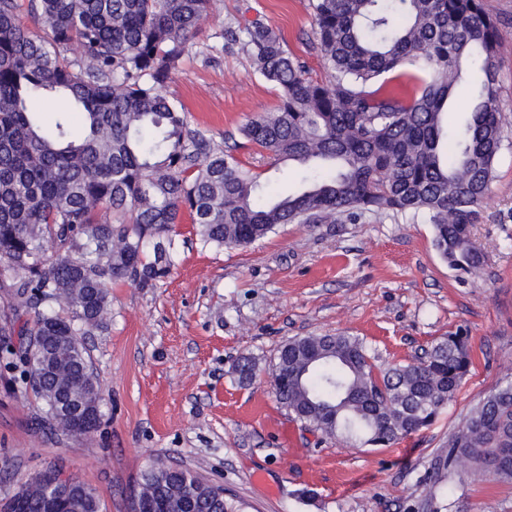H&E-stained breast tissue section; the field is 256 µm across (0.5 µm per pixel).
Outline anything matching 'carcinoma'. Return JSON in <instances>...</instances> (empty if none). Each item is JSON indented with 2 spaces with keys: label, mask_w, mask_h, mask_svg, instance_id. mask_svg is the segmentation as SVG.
Returning <instances> with one entry per match:
<instances>
[{
  "label": "carcinoma",
  "mask_w": 512,
  "mask_h": 512,
  "mask_svg": "<svg viewBox=\"0 0 512 512\" xmlns=\"http://www.w3.org/2000/svg\"><path fill=\"white\" fill-rule=\"evenodd\" d=\"M214 0H0V288L33 312L0 326V359L45 419L82 437L102 419L84 337L103 330L110 288H151L174 266L175 226L197 241L249 245L282 224L334 223L362 213L423 216L448 268L485 263L472 236L503 146L499 26L483 0H311L316 48L330 70L307 77L281 35L256 19L222 30L279 91L275 112L239 135L266 158L313 172L294 193L256 203L262 172L196 123L166 88L192 51ZM46 27L40 35L28 23ZM482 78L464 123L448 133L456 87L472 63ZM408 65L413 94L375 85ZM56 106L53 124L38 114ZM457 331L410 363L380 369L346 333L288 339L274 358L277 401L325 438L390 447L432 424L472 365ZM234 371L253 379L255 362ZM465 460L472 482H512V381L496 387L448 436L429 479ZM136 496L162 512H242L224 489L155 462ZM7 512H102L95 491L49 467Z\"/></svg>",
  "instance_id": "obj_1"
}]
</instances>
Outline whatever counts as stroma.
Wrapping results in <instances>:
<instances>
[{
    "mask_svg": "<svg viewBox=\"0 0 512 512\" xmlns=\"http://www.w3.org/2000/svg\"><path fill=\"white\" fill-rule=\"evenodd\" d=\"M485 8L502 38L506 141L473 229L482 273L449 269L420 216L285 224L224 250L201 248L183 222L170 273L151 288L113 286L107 328L85 339L103 393L95 432L76 438L42 426L41 401L17 399L13 372L0 364V505L54 466L92 487L103 512H129L143 470L161 460L223 485L247 512H512V484L458 473L419 484L467 411L512 375V0H485ZM254 19L281 34L308 77L330 75L314 45L310 0H218L168 93L220 137L278 106L249 55L222 48V27ZM237 155L264 169L266 192L298 183L293 165H269L254 146ZM456 331L470 337L469 376L432 425L391 447L321 438L273 394L274 357L292 337L350 334L387 364ZM243 356L257 365L246 383L234 372Z\"/></svg>",
    "mask_w": 512,
    "mask_h": 512,
    "instance_id": "35a3bbf8",
    "label": "stroma"
}]
</instances>
